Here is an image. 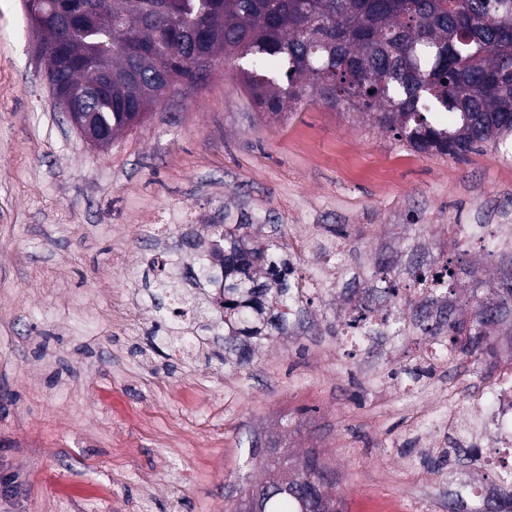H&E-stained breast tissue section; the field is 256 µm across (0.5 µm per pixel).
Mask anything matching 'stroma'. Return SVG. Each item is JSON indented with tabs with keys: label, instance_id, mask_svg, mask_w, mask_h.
<instances>
[{
	"label": "stroma",
	"instance_id": "1",
	"mask_svg": "<svg viewBox=\"0 0 512 512\" xmlns=\"http://www.w3.org/2000/svg\"><path fill=\"white\" fill-rule=\"evenodd\" d=\"M37 41L22 0H0V512H231L272 449L296 471L318 454L344 512H448L438 437L402 399L427 335L392 299L406 340L371 369L341 318L359 288L412 287L423 243L454 270L452 311L497 298L512 249L451 227L512 225V152L413 153L318 103L276 122L225 65L100 149L56 106ZM215 224L278 239L301 294L246 365L220 360L223 332L187 354L155 333L151 261ZM333 244L359 283L329 276ZM487 346L435 377L462 384L459 407L512 349V315Z\"/></svg>",
	"mask_w": 512,
	"mask_h": 512
}]
</instances>
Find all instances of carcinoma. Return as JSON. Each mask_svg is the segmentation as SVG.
Returning <instances> with one entry per match:
<instances>
[{
  "instance_id": "1",
  "label": "carcinoma",
  "mask_w": 512,
  "mask_h": 512,
  "mask_svg": "<svg viewBox=\"0 0 512 512\" xmlns=\"http://www.w3.org/2000/svg\"><path fill=\"white\" fill-rule=\"evenodd\" d=\"M67 0L52 9L45 49L56 54L49 87L76 91L95 80L83 59L98 51L112 69H136L140 82L116 81L92 102L99 123L118 133L145 119L141 95L185 79L202 85L197 59L223 57L237 66L254 104L285 117L307 103L369 115L395 141L421 153L463 156L479 144L512 148V0H88L115 25L86 22L65 40ZM237 224L215 225L211 252L220 259L209 283L223 280L214 301L184 293L175 273L155 281L160 296L190 307L199 326L213 308L228 335L258 337L266 310L283 330L298 312L293 269L276 239L249 247ZM472 303L448 325L450 336L487 335L485 312ZM326 466L315 455L295 478L264 492L263 512H343L329 494Z\"/></svg>"
}]
</instances>
